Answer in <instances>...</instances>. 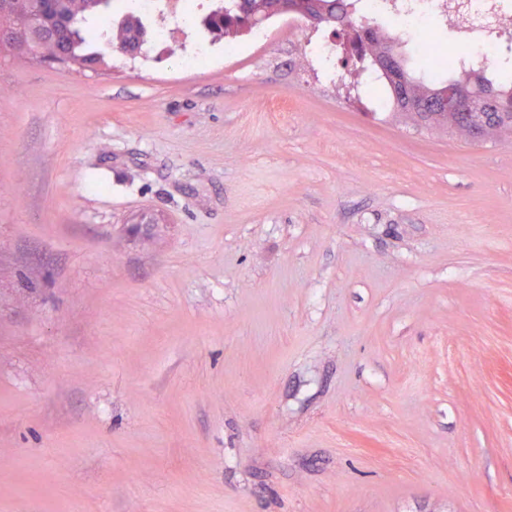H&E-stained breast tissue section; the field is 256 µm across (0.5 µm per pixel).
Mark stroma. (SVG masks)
I'll list each match as a JSON object with an SVG mask.
<instances>
[{
	"label": "stroma",
	"instance_id": "stroma-1",
	"mask_svg": "<svg viewBox=\"0 0 512 512\" xmlns=\"http://www.w3.org/2000/svg\"><path fill=\"white\" fill-rule=\"evenodd\" d=\"M163 20L0 54V512H512V140ZM142 18L138 15L128 14L119 21L118 25L112 27V33L108 42H112V47L120 48L123 45H133L137 41V36L141 30L145 29Z\"/></svg>",
	"mask_w": 512,
	"mask_h": 512
}]
</instances>
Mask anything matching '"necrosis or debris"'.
Here are the masks:
<instances>
[{
    "instance_id": "1",
    "label": "necrosis or debris",
    "mask_w": 512,
    "mask_h": 512,
    "mask_svg": "<svg viewBox=\"0 0 512 512\" xmlns=\"http://www.w3.org/2000/svg\"><path fill=\"white\" fill-rule=\"evenodd\" d=\"M365 10L398 36H414L418 56L441 51L438 29L463 20L454 42L456 65L476 67L487 52L512 37L503 20L512 17V0H363Z\"/></svg>"
}]
</instances>
